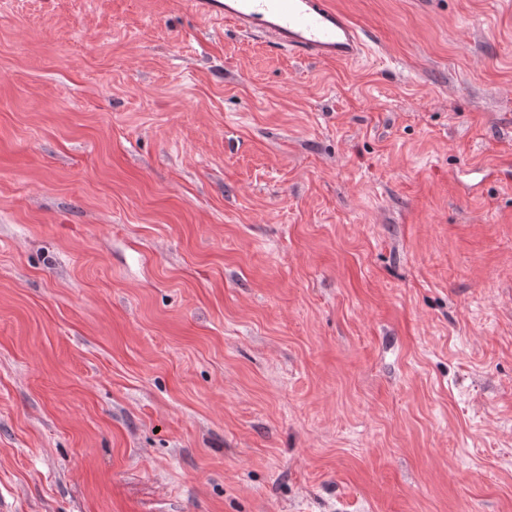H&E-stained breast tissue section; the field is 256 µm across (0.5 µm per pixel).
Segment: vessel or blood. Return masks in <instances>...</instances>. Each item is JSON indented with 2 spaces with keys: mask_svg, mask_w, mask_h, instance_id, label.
I'll list each match as a JSON object with an SVG mask.
<instances>
[{
  "mask_svg": "<svg viewBox=\"0 0 512 512\" xmlns=\"http://www.w3.org/2000/svg\"><path fill=\"white\" fill-rule=\"evenodd\" d=\"M197 13L316 61L357 60L364 40L330 0H198Z\"/></svg>",
  "mask_w": 512,
  "mask_h": 512,
  "instance_id": "vessel-or-blood-1",
  "label": "vessel or blood"
}]
</instances>
